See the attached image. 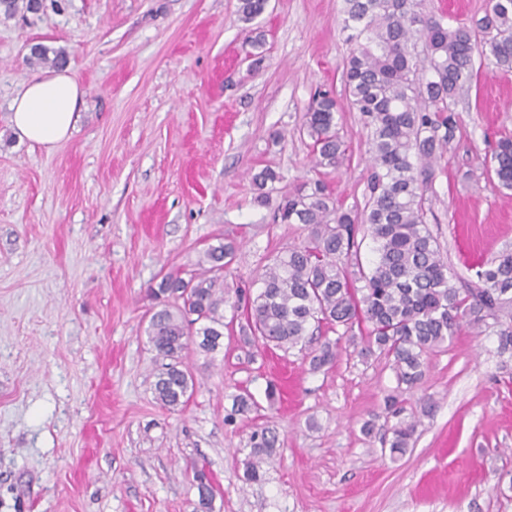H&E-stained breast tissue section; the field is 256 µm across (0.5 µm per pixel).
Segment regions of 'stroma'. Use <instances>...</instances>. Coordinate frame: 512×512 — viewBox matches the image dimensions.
<instances>
[{
  "mask_svg": "<svg viewBox=\"0 0 512 512\" xmlns=\"http://www.w3.org/2000/svg\"><path fill=\"white\" fill-rule=\"evenodd\" d=\"M342 7L269 0L250 25L237 0H43L0 13V512H196L199 470L215 488L205 512H512V349L492 328L428 351L411 389L358 336H315L338 347L314 372L301 352L232 330L216 351L188 353L186 406L155 399L162 360L145 329L162 275L226 237L232 298L306 237L274 223L251 177L275 169L278 195L314 177L300 127L316 91L336 99L349 147L330 176L336 196L364 207L369 145L346 93ZM253 31L265 41L256 65ZM36 43L64 50L85 92L75 130L50 148L10 122L22 84L50 70L31 63ZM456 111L425 206L449 266L471 279L478 258L512 251V191L486 171L512 132V72L483 62ZM274 380V405L235 411V395L263 401ZM392 392L435 403L397 457L383 451ZM263 427L279 445L249 481Z\"/></svg>",
  "mask_w": 512,
  "mask_h": 512,
  "instance_id": "stroma-1",
  "label": "stroma"
}]
</instances>
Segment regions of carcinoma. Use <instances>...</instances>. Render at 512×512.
<instances>
[{"label":"carcinoma","mask_w":512,"mask_h":512,"mask_svg":"<svg viewBox=\"0 0 512 512\" xmlns=\"http://www.w3.org/2000/svg\"><path fill=\"white\" fill-rule=\"evenodd\" d=\"M267 2L238 0L239 19L253 23ZM422 2L344 0L342 29L352 46L346 87L368 130L372 173L363 223L377 244L376 260L359 269L357 281L349 278L348 266L359 264L358 216L343 209L326 179L346 160L348 147L340 135L336 100L320 91L302 123L316 177L283 194L274 207L277 222L303 224L308 234L263 269L255 296L235 305L244 319L243 335L284 351L307 350L315 331L358 332L366 337V351L376 348L389 358L398 384L408 388L423 377L428 350L453 339L466 323L478 328L498 323L512 304V253L480 264L475 284L457 285V274L442 260L427 226L424 198L432 160L454 140L456 99L474 75L475 59L512 69V0H487L485 15L473 27H453L442 16L426 15ZM31 57L55 68L67 63L65 51L52 52L41 43L32 46ZM490 171L502 188L512 190V135L497 141ZM280 179L268 166L253 176L258 202L270 203L265 189ZM235 255V245L219 238L205 249L198 269L169 271L158 288L150 289L156 298L174 299L151 314L147 329L154 350L167 360L154 391L168 409L186 405L195 389L184 364L189 346L213 352L224 336V271ZM307 358L319 371L334 363L335 346L325 342L308 350ZM234 403L240 413L260 408L247 391ZM433 409L429 399L409 410L398 396H386L385 410L396 419L390 455L406 453L416 415ZM251 442L245 468L257 479L278 436L263 428Z\"/></svg>","instance_id":"carcinoma-1"}]
</instances>
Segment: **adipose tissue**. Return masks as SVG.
Listing matches in <instances>:
<instances>
[{
  "label": "adipose tissue",
  "mask_w": 512,
  "mask_h": 512,
  "mask_svg": "<svg viewBox=\"0 0 512 512\" xmlns=\"http://www.w3.org/2000/svg\"><path fill=\"white\" fill-rule=\"evenodd\" d=\"M83 98L84 91L69 69L34 77L12 101V128L22 140L54 145L74 130Z\"/></svg>",
  "instance_id": "1"
}]
</instances>
